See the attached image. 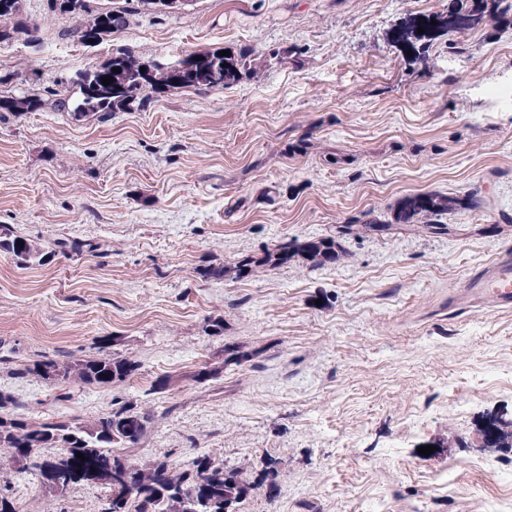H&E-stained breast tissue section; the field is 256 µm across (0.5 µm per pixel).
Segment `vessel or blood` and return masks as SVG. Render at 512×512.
I'll return each instance as SVG.
<instances>
[{
	"label": "vessel or blood",
	"instance_id": "1",
	"mask_svg": "<svg viewBox=\"0 0 512 512\" xmlns=\"http://www.w3.org/2000/svg\"><path fill=\"white\" fill-rule=\"evenodd\" d=\"M488 304L512 309V250H506L482 269L468 276L453 296L452 308Z\"/></svg>",
	"mask_w": 512,
	"mask_h": 512
}]
</instances>
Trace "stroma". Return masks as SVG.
I'll return each instance as SVG.
<instances>
[{
    "label": "stroma",
    "mask_w": 512,
    "mask_h": 512,
    "mask_svg": "<svg viewBox=\"0 0 512 512\" xmlns=\"http://www.w3.org/2000/svg\"><path fill=\"white\" fill-rule=\"evenodd\" d=\"M454 2L197 0L83 43L63 35L71 16L24 0L35 31L0 42L2 97L57 83L78 95L79 74L124 48L173 65L248 47L265 64L105 119L0 110V224L48 247L98 246L29 266L0 252V392L54 422L152 410L133 459L185 468L215 454L256 481L244 512H498L512 448L483 447L482 428L512 419V309L453 313L448 300L512 247V12L432 40L424 65L388 38ZM418 193L480 205L450 212L444 234L419 223L346 238L331 265L198 273L388 219ZM106 337L140 362L131 379L73 384L60 401L14 373L95 354ZM232 343L253 358L222 365ZM205 365L221 373L196 383ZM271 458L273 499L259 484ZM0 485L22 512H45L34 475L0 471Z\"/></svg>",
    "instance_id": "stroma-1"
}]
</instances>
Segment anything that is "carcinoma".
<instances>
[{"instance_id": "carcinoma-1", "label": "carcinoma", "mask_w": 512, "mask_h": 512, "mask_svg": "<svg viewBox=\"0 0 512 512\" xmlns=\"http://www.w3.org/2000/svg\"><path fill=\"white\" fill-rule=\"evenodd\" d=\"M94 0H52V9L77 14L84 23L63 30V34L79 41L98 39L104 34L122 31L127 26V12L122 7L99 8ZM512 4L505 0H472V6L456 5L445 13L410 15L390 31L393 43L417 50V44L431 41L451 32L478 27L487 13L507 12ZM23 12L21 0H0V41L24 31L18 18ZM436 24H431V21ZM425 32L418 33V28ZM185 71L172 75L162 65L125 49L101 64L92 66L79 82V97L72 99L66 91L50 93V104L68 112L75 119L89 115L106 118L133 104H147L154 94L173 89H224L258 72L259 57L250 48L223 56L218 50H201L188 55ZM114 81L105 86L102 78ZM43 99L22 97L0 98V108L9 112H29L40 108ZM479 202L473 196L448 197L435 193H418L402 199L390 219L368 220L362 224H345L334 235L300 242L284 240L259 255H248L227 266L205 265L198 270L204 278L243 279L257 270L276 268L298 255L315 265L336 262L342 252L341 240L360 233L385 234L396 224H413L429 217L426 227L445 229L440 218L452 211L474 208ZM0 251L10 254L22 266L42 263L48 252L40 243L0 225ZM109 340H101L97 353L70 357L66 360L44 358L17 370L20 375H35L50 386L80 383L109 387L131 378L140 363L130 356L107 352ZM21 404L10 394H0V468L8 467L36 475L50 502L64 497L78 483L100 484L117 490L112 495L110 512H239L255 483L247 481L240 470L228 468L224 461L210 455H198L191 466L181 469L167 461L136 464L129 451L138 447L153 427L156 416L134 404L112 409L97 418L80 422L44 421L20 414ZM42 448H55L47 456ZM84 454V459L76 453ZM229 510H224V506Z\"/></svg>"}]
</instances>
